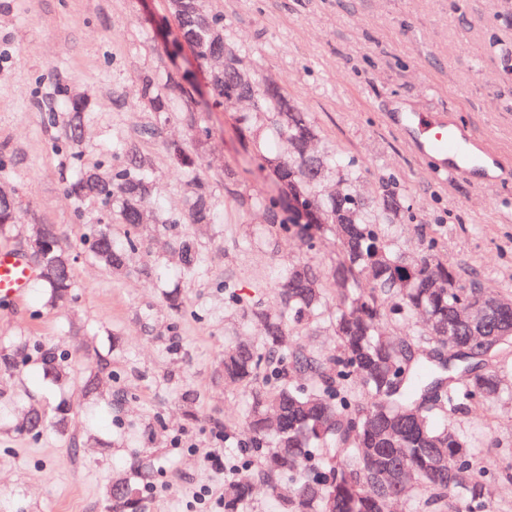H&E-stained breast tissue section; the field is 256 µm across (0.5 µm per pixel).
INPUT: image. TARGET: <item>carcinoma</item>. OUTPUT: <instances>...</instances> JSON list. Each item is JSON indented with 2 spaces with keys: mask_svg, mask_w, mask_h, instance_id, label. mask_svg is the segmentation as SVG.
<instances>
[{
  "mask_svg": "<svg viewBox=\"0 0 512 512\" xmlns=\"http://www.w3.org/2000/svg\"><path fill=\"white\" fill-rule=\"evenodd\" d=\"M171 15L180 42L200 58L218 45L230 59L212 91L215 104L252 91L241 59L226 49L223 15L207 10L203 0H178ZM140 83L141 104L154 113L153 121L115 150L112 165L86 166L67 186L79 204L112 207V221L90 225L85 243L90 257L115 274L131 270L148 228L137 222L138 214L154 204L145 142L157 139L177 110L184 112L192 139L202 142L210 135L189 112L183 92L149 75ZM85 109L86 101L71 99L66 137L73 145L80 141ZM239 122L284 191L243 194L236 171L226 166L224 193L242 209L263 211L268 243L295 234L303 255L277 275L276 307H264L260 295L244 301L229 277L222 284L225 307L263 329L256 344L224 348L222 373L248 396L243 424L251 432L228 461L224 512H251L257 482L266 485L279 512H389L393 501L412 490L424 495V512H448L458 503L464 512H491L495 476L478 462L468 438L440 421L472 403L512 396L505 384L512 373V304L481 286L460 285L434 240L424 257L407 255L389 231L405 208L403 196L383 183L378 196L365 201L356 160L339 150L315 153L308 147L319 140V131L288 91L257 96ZM163 149L187 193L183 212L155 225L216 223L199 154L181 141L166 142ZM19 220L15 200L0 197V228ZM325 232L337 248L327 268L314 260ZM32 235L39 261L47 249L69 256L67 264L40 275L34 288L48 304L71 298L77 256L63 248L55 224H36ZM173 249L184 273L199 271L195 237L177 236ZM486 301L496 304L486 325L457 314ZM322 323L336 336L335 350L285 348L287 336ZM32 350L55 385L68 380L69 354L27 336L0 347V371L15 370ZM81 394L88 400L90 428L125 398L99 395L96 375L86 378ZM27 398L33 395L0 402V425L12 422ZM49 416L45 407L25 405L21 429L37 434ZM154 478L149 460L114 477L107 491L112 512H143V493Z\"/></svg>",
  "mask_w": 512,
  "mask_h": 512,
  "instance_id": "carcinoma-1",
  "label": "carcinoma"
}]
</instances>
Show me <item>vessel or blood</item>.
<instances>
[{"label": "vessel or blood", "instance_id": "b4317fda", "mask_svg": "<svg viewBox=\"0 0 512 512\" xmlns=\"http://www.w3.org/2000/svg\"><path fill=\"white\" fill-rule=\"evenodd\" d=\"M407 126L416 128L413 151L422 157L432 155L451 159L450 171L471 180L478 178L483 165L501 169L512 165V160L489 143L478 141L462 131L448 117L429 112H414L404 118ZM33 277L31 266L20 256L0 251V297L18 300L24 295Z\"/></svg>", "mask_w": 512, "mask_h": 512}]
</instances>
